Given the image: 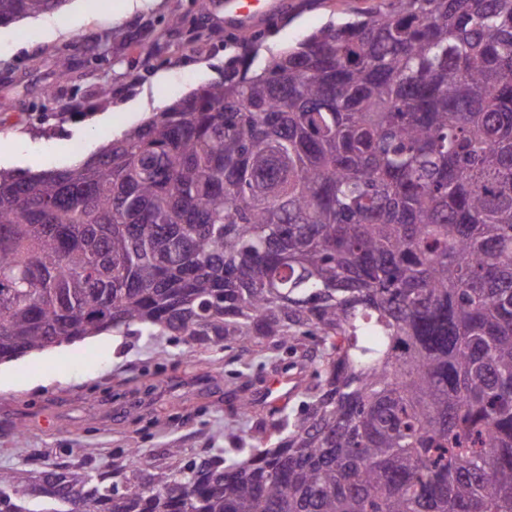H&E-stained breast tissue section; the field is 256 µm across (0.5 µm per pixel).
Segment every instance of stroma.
Wrapping results in <instances>:
<instances>
[{
  "label": "stroma",
  "mask_w": 512,
  "mask_h": 512,
  "mask_svg": "<svg viewBox=\"0 0 512 512\" xmlns=\"http://www.w3.org/2000/svg\"><path fill=\"white\" fill-rule=\"evenodd\" d=\"M374 2L283 0L276 13L241 30L225 24L220 0H150L142 10L122 14L113 6L93 17L69 0L50 17L55 36H42L36 18L0 28V156L12 169L69 167L158 105L221 81L244 44L264 56ZM117 29L147 37L115 56L102 46ZM66 49L74 68L60 79L53 61ZM136 101L145 112L129 111ZM103 113L108 122L94 123ZM281 375L309 379L303 355L212 349L190 359L184 345L109 332L0 363V469L49 470L80 460L86 448L97 449L101 469L129 448L154 463L175 441L183 459L206 454L224 447L239 396L253 398L254 414H262L261 395Z\"/></svg>",
  "instance_id": "1"
}]
</instances>
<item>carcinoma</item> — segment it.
I'll use <instances>...</instances> for the list:
<instances>
[{"instance_id":"cac0c4a2","label":"carcinoma","mask_w":512,"mask_h":512,"mask_svg":"<svg viewBox=\"0 0 512 512\" xmlns=\"http://www.w3.org/2000/svg\"><path fill=\"white\" fill-rule=\"evenodd\" d=\"M106 332L312 382L187 463L0 470V512H512V0H381L0 170V360Z\"/></svg>"}]
</instances>
